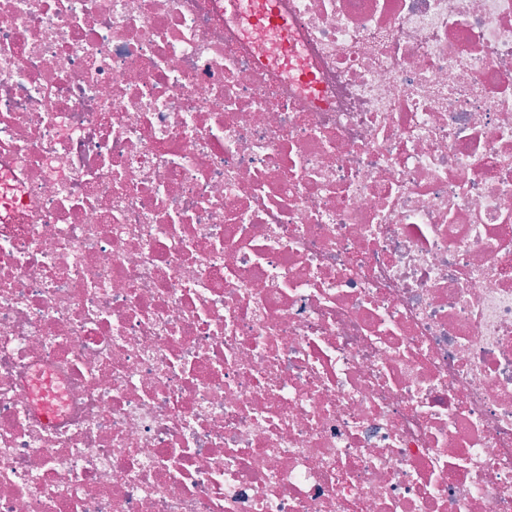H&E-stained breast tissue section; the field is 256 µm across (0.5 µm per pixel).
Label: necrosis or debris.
Returning a JSON list of instances; mask_svg holds the SVG:
<instances>
[{
	"instance_id": "necrosis-or-debris-1",
	"label": "necrosis or debris",
	"mask_w": 512,
	"mask_h": 512,
	"mask_svg": "<svg viewBox=\"0 0 512 512\" xmlns=\"http://www.w3.org/2000/svg\"><path fill=\"white\" fill-rule=\"evenodd\" d=\"M0 512H512V0H0Z\"/></svg>"
}]
</instances>
